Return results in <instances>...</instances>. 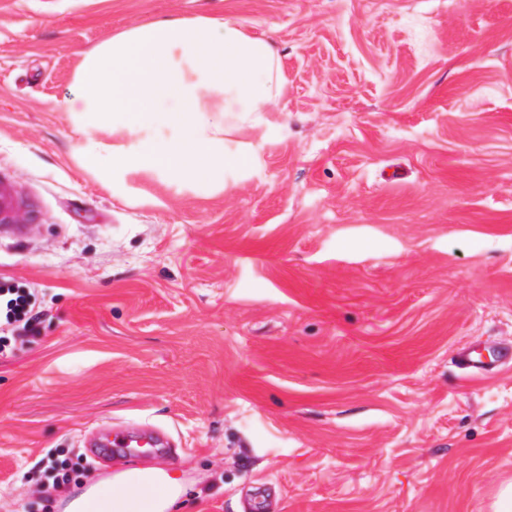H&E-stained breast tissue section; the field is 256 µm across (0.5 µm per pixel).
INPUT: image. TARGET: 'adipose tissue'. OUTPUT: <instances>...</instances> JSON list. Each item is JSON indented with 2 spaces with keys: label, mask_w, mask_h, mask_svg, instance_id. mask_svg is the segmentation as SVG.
<instances>
[{
  "label": "adipose tissue",
  "mask_w": 512,
  "mask_h": 512,
  "mask_svg": "<svg viewBox=\"0 0 512 512\" xmlns=\"http://www.w3.org/2000/svg\"><path fill=\"white\" fill-rule=\"evenodd\" d=\"M270 42L238 21L206 17L130 27L84 57L75 92L60 103L79 131L119 130L133 146L81 152L84 168L167 173L187 183L223 185L230 169L253 159L229 150L232 123L275 111L284 96ZM171 134L149 138L155 127ZM186 492L176 471L156 465L124 469L74 497L71 512H173Z\"/></svg>",
  "instance_id": "ef3b65f1"
}]
</instances>
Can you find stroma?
Returning a JSON list of instances; mask_svg holds the SVG:
<instances>
[{
    "instance_id": "stroma-1",
    "label": "stroma",
    "mask_w": 512,
    "mask_h": 512,
    "mask_svg": "<svg viewBox=\"0 0 512 512\" xmlns=\"http://www.w3.org/2000/svg\"><path fill=\"white\" fill-rule=\"evenodd\" d=\"M269 39L277 111L227 136L223 189L83 169L84 56L174 18ZM0 178L30 206L0 286L36 321L0 353V512L103 479L83 437L168 432L180 512H487L512 478V0H0ZM68 481L56 485L58 471ZM484 351L487 352L486 355ZM458 361L471 376H483L506 363L512 364V347L490 350L475 346H465L458 352Z\"/></svg>"
}]
</instances>
